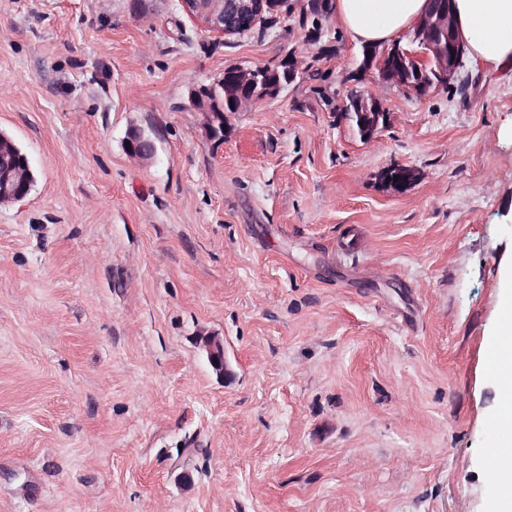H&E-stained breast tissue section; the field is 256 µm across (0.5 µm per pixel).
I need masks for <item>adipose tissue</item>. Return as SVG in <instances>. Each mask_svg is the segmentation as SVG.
Wrapping results in <instances>:
<instances>
[{
  "label": "adipose tissue",
  "mask_w": 512,
  "mask_h": 512,
  "mask_svg": "<svg viewBox=\"0 0 512 512\" xmlns=\"http://www.w3.org/2000/svg\"><path fill=\"white\" fill-rule=\"evenodd\" d=\"M428 0H333L341 29L356 43L387 44L411 30ZM454 21L467 55L486 68L512 64V0H454Z\"/></svg>",
  "instance_id": "1"
}]
</instances>
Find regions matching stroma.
Returning a JSON list of instances; mask_svg holds the SVG:
<instances>
[{
  "mask_svg": "<svg viewBox=\"0 0 512 512\" xmlns=\"http://www.w3.org/2000/svg\"><path fill=\"white\" fill-rule=\"evenodd\" d=\"M304 2L220 37L179 0H0V130L36 172L0 206V512L496 500L512 67L412 96L358 73L334 14L307 39ZM291 51L296 80L212 138L189 88ZM355 91L391 114L368 143ZM395 165L417 181L386 186ZM500 316L503 323L502 333L491 341L487 356V365L492 371L503 365L508 353L512 357V305H503Z\"/></svg>",
  "mask_w": 512,
  "mask_h": 512,
  "instance_id": "obj_1",
  "label": "stroma"
}]
</instances>
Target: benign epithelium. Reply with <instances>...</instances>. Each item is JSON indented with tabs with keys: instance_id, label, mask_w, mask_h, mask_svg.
<instances>
[{
	"instance_id": "7a95c632",
	"label": "benign epithelium",
	"mask_w": 512,
	"mask_h": 512,
	"mask_svg": "<svg viewBox=\"0 0 512 512\" xmlns=\"http://www.w3.org/2000/svg\"><path fill=\"white\" fill-rule=\"evenodd\" d=\"M183 11L199 20L204 27L220 36L244 33L236 26L241 18L259 20L266 15H276L282 0H180ZM450 0H428V9L422 20L413 27L408 43L395 42L368 48L364 69H376L380 80L402 89L409 95L423 96L433 88H446L457 79L464 52L458 34L449 24ZM249 75L248 83L257 79L258 68L230 67L214 84L224 83L229 76L239 81L240 74ZM190 99L194 106L211 113L209 127L223 122L224 114L211 111L205 92L193 89ZM360 112L366 116V137L370 141L390 122V113L374 97L356 94L350 97ZM140 131H132L127 140L128 153L147 160L154 155L151 148L137 147ZM34 185L30 166L18 163L7 151L0 150V204L25 198Z\"/></svg>"
}]
</instances>
